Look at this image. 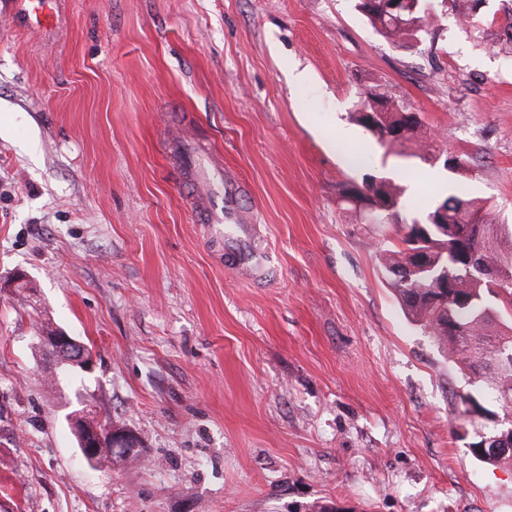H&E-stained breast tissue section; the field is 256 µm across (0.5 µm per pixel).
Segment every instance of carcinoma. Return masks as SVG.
<instances>
[{
	"mask_svg": "<svg viewBox=\"0 0 512 512\" xmlns=\"http://www.w3.org/2000/svg\"><path fill=\"white\" fill-rule=\"evenodd\" d=\"M355 8L387 42L399 48L415 42L421 44L435 35L438 13L426 7L425 0L400 15L388 9L389 0H354ZM487 0H453L454 10L464 20L462 31L485 20L480 15ZM394 99L383 88L374 87L354 104V119L364 127L365 113L378 111L379 135L403 123L402 112L392 107ZM404 189L386 180L373 191L371 204L391 212L397 241L382 249L381 264L390 278L405 315L432 336L448 354L458 371L477 387L479 395L489 396L502 410L512 411V322L504 314L512 310V287L497 292L480 274L455 279L446 290H438L433 274L458 257L474 252L481 266L494 270L506 259L512 260V239L505 240L501 227L493 223L494 214L487 202L461 193L442 201L448 210V230L428 226V233L418 235L414 227L400 220L405 207ZM465 213L463 222L459 213ZM426 251L427 268L410 265L409 252ZM502 437V450L481 453L479 448L491 437ZM470 443L472 454L491 464H512V431L503 433L499 426L483 425Z\"/></svg>",
	"mask_w": 512,
	"mask_h": 512,
	"instance_id": "obj_1",
	"label": "carcinoma"
}]
</instances>
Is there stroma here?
Wrapping results in <instances>:
<instances>
[{
    "instance_id": "1",
    "label": "stroma",
    "mask_w": 512,
    "mask_h": 512,
    "mask_svg": "<svg viewBox=\"0 0 512 512\" xmlns=\"http://www.w3.org/2000/svg\"><path fill=\"white\" fill-rule=\"evenodd\" d=\"M386 42L352 0H59L0 17V512H512V466L469 448L468 378L409 322L337 203L384 172L407 213L463 186L512 232V48L438 5ZM419 115L435 160L355 123L366 89ZM205 140L257 216L239 279L167 155ZM450 155L468 170L446 167ZM59 327L94 354L43 349ZM138 438L82 460L83 408ZM9 4L12 1L26 2L30 5L29 16L31 15L36 24L41 25L42 23L51 22L55 17V10L58 0H9Z\"/></svg>"
}]
</instances>
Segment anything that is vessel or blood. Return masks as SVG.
<instances>
[{
    "label": "vessel or blood",
    "mask_w": 512,
    "mask_h": 512,
    "mask_svg": "<svg viewBox=\"0 0 512 512\" xmlns=\"http://www.w3.org/2000/svg\"><path fill=\"white\" fill-rule=\"evenodd\" d=\"M169 153L170 166L180 180L193 182L206 177L207 183L200 194L211 237L223 238L224 223L228 220L238 224L240 236L252 237L254 220L245 215L239 205L246 188L212 157L208 145L177 133L169 139Z\"/></svg>",
    "instance_id": "vessel-or-blood-1"
}]
</instances>
